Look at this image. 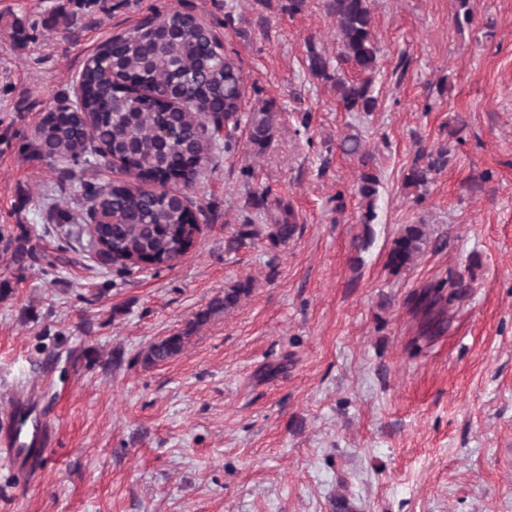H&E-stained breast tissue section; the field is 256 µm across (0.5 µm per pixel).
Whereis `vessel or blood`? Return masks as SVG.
<instances>
[{
  "label": "vessel or blood",
  "instance_id": "vessel-or-blood-1",
  "mask_svg": "<svg viewBox=\"0 0 512 512\" xmlns=\"http://www.w3.org/2000/svg\"><path fill=\"white\" fill-rule=\"evenodd\" d=\"M33 411V405L22 402L9 416L0 419V452L14 462L21 463L41 455L52 443L48 429L28 426Z\"/></svg>",
  "mask_w": 512,
  "mask_h": 512
}]
</instances>
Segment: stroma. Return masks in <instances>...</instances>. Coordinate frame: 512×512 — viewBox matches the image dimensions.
<instances>
[{"label":"stroma","instance_id":"35a3bbf8","mask_svg":"<svg viewBox=\"0 0 512 512\" xmlns=\"http://www.w3.org/2000/svg\"><path fill=\"white\" fill-rule=\"evenodd\" d=\"M174 11L223 35L243 112L270 102L278 121L262 152L239 126L199 183L172 184L200 226L177 263L120 275L86 224L51 213L129 173L26 145L102 43ZM372 13L365 113L308 68V44L339 52L324 0L293 15L288 0H0V412L31 383L54 437L33 463L0 460V512H339L341 497L349 512H512V0ZM348 133L367 162L342 154ZM442 145L447 166L406 186ZM265 197L294 208L288 243L268 238ZM406 224L431 240L395 274ZM451 276L466 289L442 312L430 286ZM238 285L234 308L195 325ZM176 333L183 351L146 363ZM377 185L378 179L373 173L368 171L362 172L358 183V193L363 199L367 201L365 212L361 216L362 224H371L375 218L376 214L374 211V201L378 192Z\"/></svg>","mask_w":512,"mask_h":512}]
</instances>
